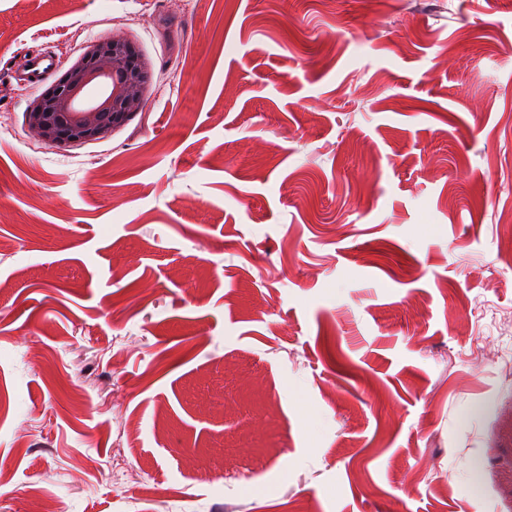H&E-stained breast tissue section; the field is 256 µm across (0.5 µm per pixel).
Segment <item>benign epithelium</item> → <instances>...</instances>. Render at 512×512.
Returning <instances> with one entry per match:
<instances>
[{
  "label": "benign epithelium",
  "mask_w": 512,
  "mask_h": 512,
  "mask_svg": "<svg viewBox=\"0 0 512 512\" xmlns=\"http://www.w3.org/2000/svg\"><path fill=\"white\" fill-rule=\"evenodd\" d=\"M149 81V65L131 41L95 42L32 101L27 126L48 144L105 138L141 108Z\"/></svg>",
  "instance_id": "7a95c632"
}]
</instances>
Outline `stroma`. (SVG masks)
I'll use <instances>...</instances> for the list:
<instances>
[{
  "label": "stroma",
  "mask_w": 512,
  "mask_h": 512,
  "mask_svg": "<svg viewBox=\"0 0 512 512\" xmlns=\"http://www.w3.org/2000/svg\"><path fill=\"white\" fill-rule=\"evenodd\" d=\"M511 211L512 0H0V512H512ZM149 81V65L131 41L112 37L92 43L32 101L27 126L48 144L105 138L141 108ZM58 68V62L48 55L35 54L27 59V75L30 84H41L51 77Z\"/></svg>",
  "instance_id": "stroma-1"
}]
</instances>
